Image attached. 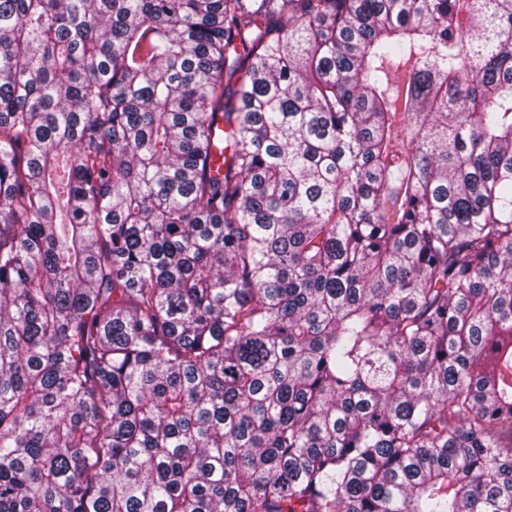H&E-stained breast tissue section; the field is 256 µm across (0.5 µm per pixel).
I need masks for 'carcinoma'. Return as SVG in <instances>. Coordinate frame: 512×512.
<instances>
[{
	"instance_id": "obj_1",
	"label": "carcinoma",
	"mask_w": 512,
	"mask_h": 512,
	"mask_svg": "<svg viewBox=\"0 0 512 512\" xmlns=\"http://www.w3.org/2000/svg\"><path fill=\"white\" fill-rule=\"evenodd\" d=\"M0 512H512V0H0Z\"/></svg>"
}]
</instances>
